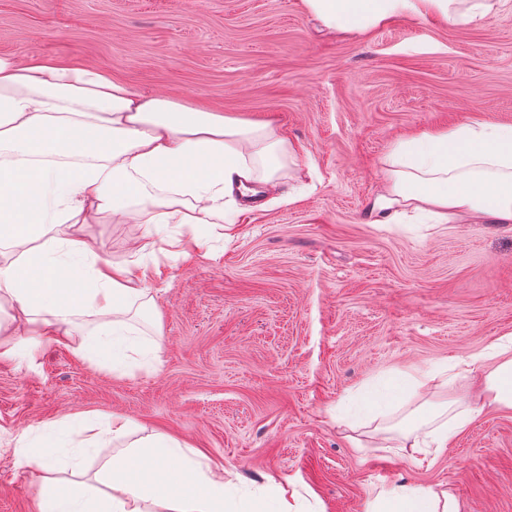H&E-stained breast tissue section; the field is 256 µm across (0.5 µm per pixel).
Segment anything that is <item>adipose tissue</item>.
<instances>
[{
	"label": "adipose tissue",
	"instance_id": "obj_1",
	"mask_svg": "<svg viewBox=\"0 0 512 512\" xmlns=\"http://www.w3.org/2000/svg\"><path fill=\"white\" fill-rule=\"evenodd\" d=\"M331 30L366 35L395 18H435L480 25L499 0H301ZM273 120H247L197 104L146 94L103 70L53 59L0 56V356L16 351L7 328L36 329L81 358L105 359L123 372L134 339L126 316L146 296V267L114 265L82 227L112 223L196 224L197 247L209 226H233L242 200L278 177L283 158L298 156ZM386 187L371 205L372 223L427 213L440 224H512V125L470 115L448 128H421L392 142ZM101 317L99 332L77 337L75 316ZM447 392L402 431L409 455L440 456L483 412L512 410V337L460 362L457 376L402 373L370 388L357 418H387L400 392ZM41 453L21 437L18 452L42 475L35 512H300L296 495L268 478L263 496H244L226 470L201 462L186 443L162 434L139 438L129 420L82 417L44 424ZM121 455L96 474L105 493L82 482L58 487L60 465L108 442ZM74 448L61 459L55 450ZM366 512H459L455 496L433 486L381 489Z\"/></svg>",
	"mask_w": 512,
	"mask_h": 512
}]
</instances>
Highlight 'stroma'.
Masks as SVG:
<instances>
[{
  "label": "stroma",
  "mask_w": 512,
  "mask_h": 512,
  "mask_svg": "<svg viewBox=\"0 0 512 512\" xmlns=\"http://www.w3.org/2000/svg\"><path fill=\"white\" fill-rule=\"evenodd\" d=\"M0 55L54 57L151 94L274 115L314 190L242 215L209 257L175 259L141 224L86 231L103 259L154 269L125 374L48 337L0 357V512H33L20 435L118 414L224 466L247 494L268 476L319 512H366L383 487L437 485L461 512H512V411H487L434 462L341 424L369 382L433 372L512 335V224H370L394 139L479 112L512 124V0L479 26L398 18L334 33L301 0H0ZM362 440L353 447L351 438Z\"/></svg>",
  "instance_id": "35a3bbf8"
}]
</instances>
